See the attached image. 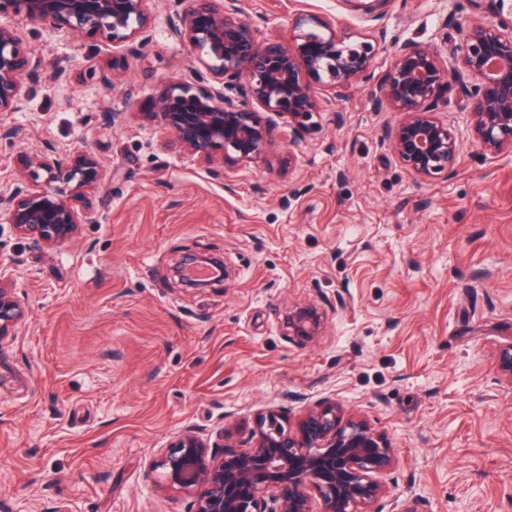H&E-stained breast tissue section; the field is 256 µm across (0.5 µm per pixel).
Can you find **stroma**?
<instances>
[{"instance_id": "1", "label": "stroma", "mask_w": 512, "mask_h": 512, "mask_svg": "<svg viewBox=\"0 0 512 512\" xmlns=\"http://www.w3.org/2000/svg\"><path fill=\"white\" fill-rule=\"evenodd\" d=\"M188 0H148L144 43L120 48L0 16L39 55L29 93L0 112V195L22 159L94 152L106 171L76 239L33 246L0 219V285L27 311L0 358V512H188L146 470L182 430L213 440L268 408L290 419L322 401L385 435V512H512V152L466 143L453 178L422 180L379 140L399 122L372 86L322 105L293 139L271 128L263 158L225 164L183 151L154 117L170 80L200 68L172 33ZM266 38L304 11L365 37L386 29L376 75L412 43L453 59L458 24L512 23V0H390L371 21L345 0H239ZM342 120H335V113ZM223 257L204 291L171 268ZM325 312L321 336L289 341L283 313ZM215 267L221 272L217 279L211 278H196L190 275V271L194 269H203L205 267ZM175 273L179 277L180 282L186 288H192L196 290H203L212 287L216 281H224L228 279L227 268L221 262L209 257L203 253H189L185 255L175 266Z\"/></svg>"}]
</instances>
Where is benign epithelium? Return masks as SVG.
Segmentation results:
<instances>
[{
	"label": "benign epithelium",
	"mask_w": 512,
	"mask_h": 512,
	"mask_svg": "<svg viewBox=\"0 0 512 512\" xmlns=\"http://www.w3.org/2000/svg\"><path fill=\"white\" fill-rule=\"evenodd\" d=\"M236 2L192 0L173 28L215 83L207 90L176 81L159 94V114L191 154L210 162L222 149L227 161H256L265 153L273 118L288 123L296 139L309 130L320 108L312 84H321L336 101L374 79V105L386 103L403 115L384 129L381 144L415 175L450 179L456 173L464 137L436 112L441 91L452 84L467 114V138L492 155L512 151V26L478 19L460 26L455 62L446 68L433 53L406 43L376 79L372 61L384 36L354 42L333 22L297 12L288 44L260 41ZM345 2L377 20L390 0ZM5 13L115 45L144 41L149 25L147 0H0V15ZM40 64L14 30L0 26V112L20 107L28 95L24 76ZM103 178L101 162L91 152L64 164L48 154L27 158L22 162L26 188L0 196V215L17 235L50 249L78 236ZM209 266L220 270L218 280L228 279L221 262L198 252L185 255L175 273L185 287L203 290L214 280L190 271ZM25 317L11 289L0 287V357ZM324 321L323 309L305 301L288 307L283 325L288 339L305 342L321 335ZM497 371L512 385V347L503 351ZM285 424L281 411L269 409L254 418L247 439H234L226 427L211 445L188 428L149 474L190 496L189 512H381L386 489L376 475L394 461V449L382 434L362 419L344 418L343 404L334 399L310 409L296 430Z\"/></svg>",
	"instance_id": "1"
}]
</instances>
